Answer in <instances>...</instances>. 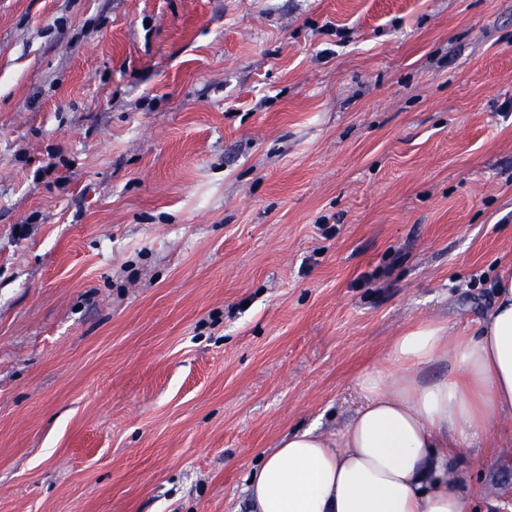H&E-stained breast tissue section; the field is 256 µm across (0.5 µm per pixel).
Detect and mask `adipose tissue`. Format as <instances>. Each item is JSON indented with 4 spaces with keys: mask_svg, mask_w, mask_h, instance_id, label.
Listing matches in <instances>:
<instances>
[{
    "mask_svg": "<svg viewBox=\"0 0 512 512\" xmlns=\"http://www.w3.org/2000/svg\"><path fill=\"white\" fill-rule=\"evenodd\" d=\"M472 331L422 321L393 338L383 365L356 379L360 404L328 436L288 434L247 486L253 512H471L457 451L489 431L512 443V271ZM437 363L448 370L427 377Z\"/></svg>",
    "mask_w": 512,
    "mask_h": 512,
    "instance_id": "ef3b65f1",
    "label": "adipose tissue"
}]
</instances>
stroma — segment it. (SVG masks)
Here are the masks:
<instances>
[{"label": "stroma", "instance_id": "1", "mask_svg": "<svg viewBox=\"0 0 512 512\" xmlns=\"http://www.w3.org/2000/svg\"><path fill=\"white\" fill-rule=\"evenodd\" d=\"M507 101L512 0H0V512H250L489 308ZM461 460L512 512V447Z\"/></svg>", "mask_w": 512, "mask_h": 512}]
</instances>
